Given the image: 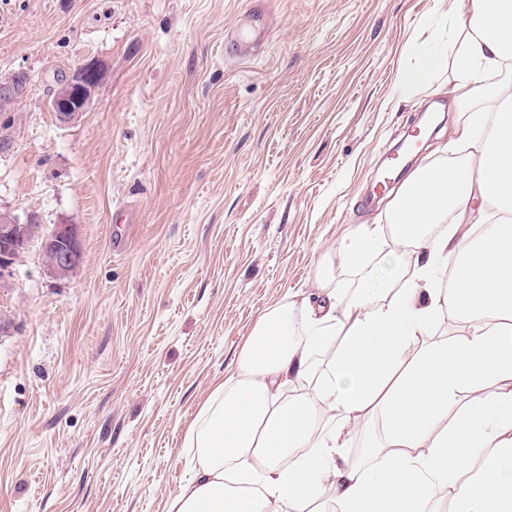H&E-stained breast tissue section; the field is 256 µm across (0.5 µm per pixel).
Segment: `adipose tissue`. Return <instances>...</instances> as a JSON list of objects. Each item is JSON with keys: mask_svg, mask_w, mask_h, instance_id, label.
<instances>
[{"mask_svg": "<svg viewBox=\"0 0 512 512\" xmlns=\"http://www.w3.org/2000/svg\"><path fill=\"white\" fill-rule=\"evenodd\" d=\"M436 37L396 87L452 71L464 159L419 166L385 224L339 240L359 288L323 284L257 320L185 432L192 466L167 512H512V87L487 81L512 75V0H448ZM386 238L406 260L376 288ZM447 315L464 325L450 340L434 334ZM360 428L363 455L345 462Z\"/></svg>", "mask_w": 512, "mask_h": 512, "instance_id": "1", "label": "adipose tissue"}]
</instances>
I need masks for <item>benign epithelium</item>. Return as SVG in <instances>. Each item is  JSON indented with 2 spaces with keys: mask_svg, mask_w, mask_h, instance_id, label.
<instances>
[{
  "mask_svg": "<svg viewBox=\"0 0 512 512\" xmlns=\"http://www.w3.org/2000/svg\"><path fill=\"white\" fill-rule=\"evenodd\" d=\"M97 77V69L91 64L83 65L66 77L51 102L59 124L68 126L80 120L90 103ZM36 237L40 239L41 249L53 256L52 261L44 265L50 278H68L83 264L84 245L78 225L56 224L44 232L33 215L23 222L5 215L0 218V281L10 276L12 265Z\"/></svg>",
  "mask_w": 512,
  "mask_h": 512,
  "instance_id": "obj_1",
  "label": "benign epithelium"
}]
</instances>
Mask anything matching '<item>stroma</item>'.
Returning a JSON list of instances; mask_svg holds the SVG:
<instances>
[{"mask_svg": "<svg viewBox=\"0 0 512 512\" xmlns=\"http://www.w3.org/2000/svg\"><path fill=\"white\" fill-rule=\"evenodd\" d=\"M262 2L266 29L248 19ZM436 0H0V210L81 225L84 262L31 241L0 283V512H166L183 436L257 319L348 288L338 239L384 221L385 154L425 107L439 131L402 174L450 157L452 75L401 99ZM95 63L81 119L58 77Z\"/></svg>", "mask_w": 512, "mask_h": 512, "instance_id": "obj_1", "label": "stroma"}]
</instances>
